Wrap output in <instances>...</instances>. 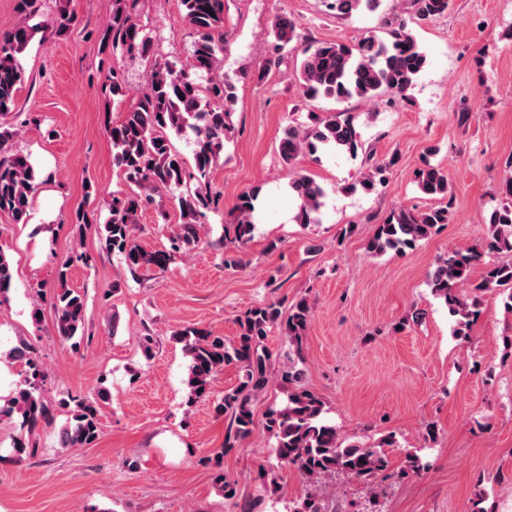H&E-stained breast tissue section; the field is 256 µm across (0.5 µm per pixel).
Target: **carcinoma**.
<instances>
[{
  "label": "carcinoma",
  "mask_w": 512,
  "mask_h": 512,
  "mask_svg": "<svg viewBox=\"0 0 512 512\" xmlns=\"http://www.w3.org/2000/svg\"><path fill=\"white\" fill-rule=\"evenodd\" d=\"M225 0H181L184 18L194 35L192 58L184 66L176 61L159 59L154 42L138 20L139 0H112V54L139 58L149 63L146 89L132 99L121 121L110 123L106 134L112 143V164L122 173L131 190L112 195L108 217L103 225L105 248L119 255L133 275L142 269H163L173 254L191 249L199 241L198 224L204 210L214 203L210 177L224 154V142L234 103V88L215 75L224 51ZM413 17L427 20L444 14L450 0H411ZM381 0H329V7L343 16L361 11L375 12ZM20 21L0 34V120L16 109L17 94L25 79L21 58L37 34L61 38L74 30L77 18L68 8V0H58L56 9L42 16L41 0H17ZM273 51L265 57L253 76L261 81L281 62V52L297 49L296 24L288 17H278L271 29ZM390 40L374 35L350 46L323 42L301 49L298 80L304 94L332 98L337 102L358 98L375 100L391 92L403 96L411 89L416 76L426 64V55L400 21L389 31ZM105 94L123 100L129 87L122 72L109 68ZM305 126L290 125L283 130L279 154L292 165L304 154L334 150L356 156L362 147L353 117L346 112L308 114ZM193 136V164H188L173 145L170 133ZM18 130L0 123V212L9 214L16 224L30 220L31 202L37 172L30 156L6 146ZM385 164H373L352 189L365 192L384 185ZM420 191L435 199L451 197L448 176L439 167L425 164L415 173ZM289 187L299 201L297 220L316 224L320 220L325 188L308 175L294 178ZM165 189L175 195L182 217L180 232L171 239L170 248L146 251L136 244L134 229L142 208L150 200L148 192ZM504 202L488 217L489 237L485 248L491 253L512 254V179L500 187ZM257 194L239 196L234 221L224 226V238L240 250L250 242ZM452 202L421 210L399 209L376 226L366 244L373 256L402 254L435 234L448 223ZM483 252L470 248L454 251L440 258L429 274L433 294L444 300L456 317L454 336L466 340L473 322L481 313L482 296L499 290L506 294L504 306L512 313V262L487 264L481 280L471 285V294L459 293L458 286L469 278L471 268L483 261ZM86 262L82 254L68 256L58 263L59 287L51 294L56 328L64 340L83 332L86 303L84 295L66 287L68 269L76 262ZM13 286L11 263L0 253V304L8 300ZM311 319L307 300L296 301L282 316L280 303L245 310L236 318L237 336L227 342L201 329L176 333L184 342L190 358L187 386L188 403L208 396L215 376L228 365L239 369L237 385L224 394L216 410L230 416L231 425L224 437V449L239 446L254 430V401L265 395L275 383L288 388V401L271 407L264 428L274 439V454L280 466L295 469L313 488L293 512H328L323 492L328 481L344 476L364 486L367 500L381 512L383 488L376 479H403L429 467L416 453L405 455L404 464L392 467L387 449L398 447L395 435L382 436L376 443L350 442L340 436L336 425L323 418L324 402L304 384L306 375L303 338ZM278 328L288 340V349L280 356L277 372H272V353L265 341ZM9 356L22 368L21 380L6 413L20 414L21 428L27 433L54 419L53 409L43 399L47 375L36 356L33 344L19 340ZM109 399L106 390L97 392L93 401L62 398L57 407L66 413L65 424L58 432L63 448H83L99 435V403Z\"/></svg>",
  "instance_id": "carcinoma-1"
}]
</instances>
